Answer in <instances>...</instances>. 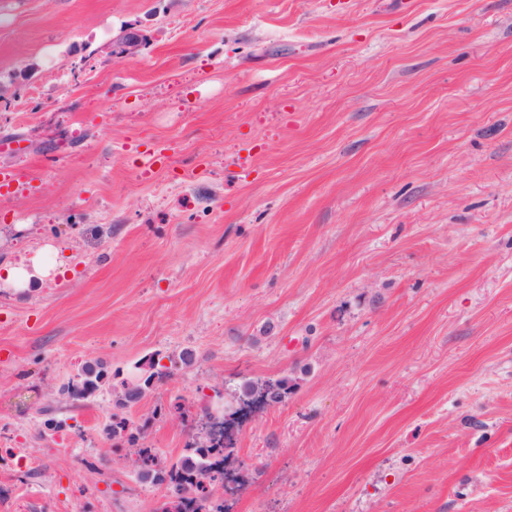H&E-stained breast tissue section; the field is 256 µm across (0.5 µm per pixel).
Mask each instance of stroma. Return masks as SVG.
<instances>
[{
    "instance_id": "35a3bbf8",
    "label": "stroma",
    "mask_w": 512,
    "mask_h": 512,
    "mask_svg": "<svg viewBox=\"0 0 512 512\" xmlns=\"http://www.w3.org/2000/svg\"><path fill=\"white\" fill-rule=\"evenodd\" d=\"M0 263V512H512V0H0ZM105 374L102 370H96L93 366H87L78 375L77 380L72 381L68 386L67 391L69 396L75 400H81L85 396L87 390H92L98 387V383L102 382ZM139 460L142 461L146 467L142 472L141 477L150 479L153 483L158 485L165 484L176 498L181 496L189 502H197V509L195 512H230L229 506L225 504H216L219 499L217 492L218 487H224L223 474L215 475L212 473L213 466L210 465V453L216 450V447H207L201 445L196 440L188 445L190 453L182 457V459L173 462L164 469H153L154 454L152 448H136ZM175 475L183 476H196L197 480L178 481L180 484L170 486L166 484L167 476L170 477V482L175 480ZM194 494L189 498L187 495ZM215 509V510H214Z\"/></svg>"
}]
</instances>
